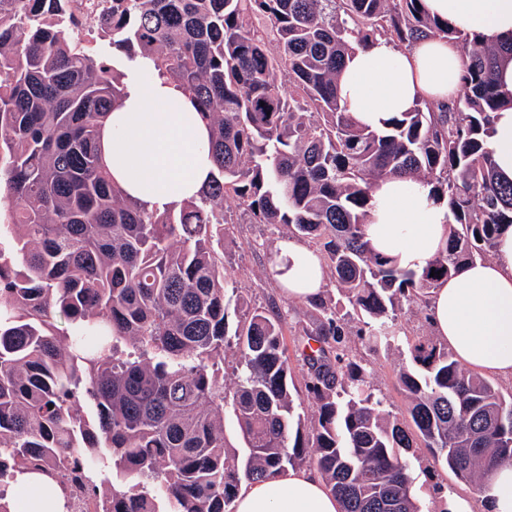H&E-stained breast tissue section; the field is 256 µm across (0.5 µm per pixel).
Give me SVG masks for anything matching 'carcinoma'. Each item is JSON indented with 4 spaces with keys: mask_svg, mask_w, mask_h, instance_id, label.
<instances>
[{
    "mask_svg": "<svg viewBox=\"0 0 512 512\" xmlns=\"http://www.w3.org/2000/svg\"><path fill=\"white\" fill-rule=\"evenodd\" d=\"M420 2L100 0L86 17L75 0H0V512H22L6 487L27 472L67 499L82 489L101 512H234L241 484L306 459L341 512H424L417 449L477 491L512 464V396L448 345L411 346L402 419L350 355L351 323L369 350L392 347L403 307L485 260L512 227V180L490 142L492 113L512 105L495 82L512 42L485 44ZM83 25L150 60L142 79L168 77L208 120L214 169L199 198L145 211L112 184L98 133L125 74L66 38ZM429 37L459 44L462 93L382 130L356 123L337 90L347 55ZM392 176L423 180L448 207V244L420 270L365 239L372 188ZM228 198L251 224L317 240L346 299L347 312L308 300L320 311L300 331L310 422L290 391L281 311L251 307L229 332L240 298L224 275ZM226 406L241 454L224 438Z\"/></svg>",
    "mask_w": 512,
    "mask_h": 512,
    "instance_id": "cac0c4a2",
    "label": "carcinoma"
}]
</instances>
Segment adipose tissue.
<instances>
[{
  "label": "adipose tissue",
  "instance_id": "adipose-tissue-1",
  "mask_svg": "<svg viewBox=\"0 0 512 512\" xmlns=\"http://www.w3.org/2000/svg\"><path fill=\"white\" fill-rule=\"evenodd\" d=\"M425 10L488 44L512 41V0H423ZM461 51L431 38L402 50L379 38L355 48L338 80L340 102L363 126L380 129L416 105H437L460 91ZM210 130L175 82L154 76L132 81L101 129L103 163L123 194L146 210L180 208L198 197L213 169ZM491 144L498 171L512 179V106L495 112ZM447 207L421 180L375 185L365 234L375 252L417 270L448 241ZM275 275L289 297L317 296L320 256L291 240L279 244ZM431 327L457 360L483 373L512 378V227L491 259L465 266L440 284L429 305ZM483 512H512V465L498 467L481 495ZM235 512H340L336 498L312 471L296 470L239 493Z\"/></svg>",
  "mask_w": 512,
  "mask_h": 512
}]
</instances>
